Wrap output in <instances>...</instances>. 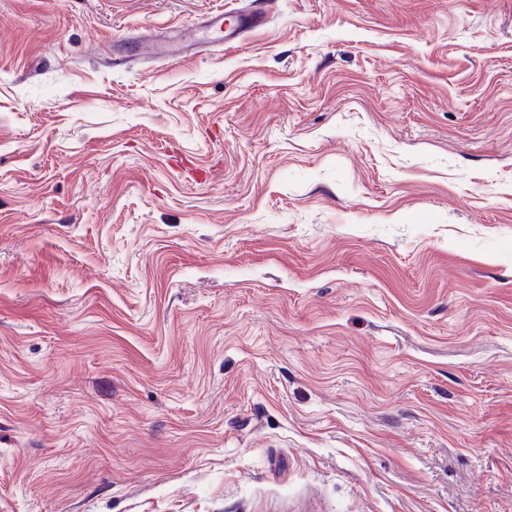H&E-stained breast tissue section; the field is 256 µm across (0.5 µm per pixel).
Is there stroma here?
<instances>
[{"label":"stroma","mask_w":512,"mask_h":512,"mask_svg":"<svg viewBox=\"0 0 512 512\" xmlns=\"http://www.w3.org/2000/svg\"><path fill=\"white\" fill-rule=\"evenodd\" d=\"M0 512H512V0H0ZM263 24V19L258 14L239 13L231 18L224 13L210 15L202 30H194L188 36L193 45H232L239 36L249 28H256Z\"/></svg>","instance_id":"35a3bbf8"}]
</instances>
